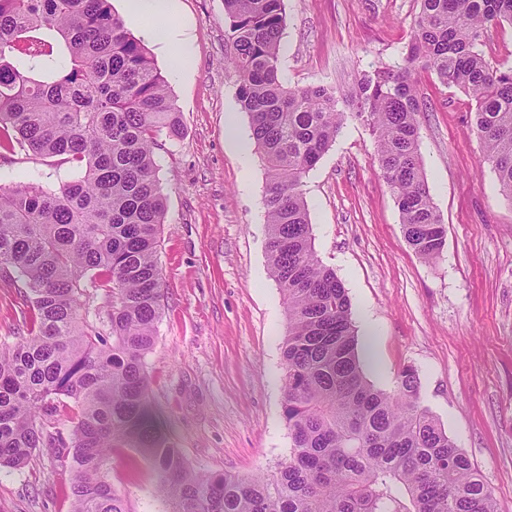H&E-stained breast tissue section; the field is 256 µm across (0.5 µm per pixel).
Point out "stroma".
<instances>
[{"label":"stroma","instance_id":"obj_1","mask_svg":"<svg viewBox=\"0 0 512 512\" xmlns=\"http://www.w3.org/2000/svg\"><path fill=\"white\" fill-rule=\"evenodd\" d=\"M279 54L286 86L347 92L359 73L400 62L417 0H284ZM186 70L153 41L145 47L181 115L179 136L154 149L166 198L158 261L163 310L147 358L150 402L168 445L214 474L274 475L290 455L280 382L288 333L283 294L270 273L261 148L239 153L224 138L228 114L249 132L235 76L224 66V0H178ZM420 157L447 229L428 263L406 242L395 201L374 161L368 130L347 121L303 179L318 258L343 282L354 327L371 321L390 392L405 366L420 398L481 472L496 512H512V203L499 192L473 127L470 98L416 72ZM78 170L19 149L0 159V186L56 189ZM29 309L14 279L0 277V342L26 334ZM109 480L133 512H163L150 458L114 456ZM67 462L37 452L0 471V512H70Z\"/></svg>","mask_w":512,"mask_h":512}]
</instances>
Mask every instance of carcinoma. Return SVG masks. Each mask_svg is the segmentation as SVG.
Masks as SVG:
<instances>
[{
  "label": "carcinoma",
  "instance_id": "cac0c4a2",
  "mask_svg": "<svg viewBox=\"0 0 512 512\" xmlns=\"http://www.w3.org/2000/svg\"><path fill=\"white\" fill-rule=\"evenodd\" d=\"M418 2L403 61L362 71L343 98L284 86V0H224L225 66L266 161V253L288 311L291 453L273 477H239L190 469L149 403L165 212L153 149L182 127L165 79L111 0H0V156L19 146L82 172L57 191L0 187V270L17 274L29 302L27 335L0 345V470L51 450L69 464L71 512H133L107 477L125 448L148 453L167 512H495L479 470L421 405L417 371L403 368L392 392L367 380L348 293L315 254L302 192L354 119L374 140L407 243L440 257L447 231L419 154L420 68L475 101L485 160L512 202V66L482 49L488 28L512 24V0ZM44 30L66 58L47 78L19 61L53 56Z\"/></svg>",
  "mask_w": 512,
  "mask_h": 512
}]
</instances>
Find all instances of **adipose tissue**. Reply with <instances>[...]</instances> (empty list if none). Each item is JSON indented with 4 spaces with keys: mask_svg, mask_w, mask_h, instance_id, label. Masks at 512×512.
<instances>
[{
    "mask_svg": "<svg viewBox=\"0 0 512 512\" xmlns=\"http://www.w3.org/2000/svg\"><path fill=\"white\" fill-rule=\"evenodd\" d=\"M126 20L143 34L160 44L174 67H182L183 31L176 20L175 0H123Z\"/></svg>",
    "mask_w": 512,
    "mask_h": 512,
    "instance_id": "obj_1",
    "label": "adipose tissue"
}]
</instances>
